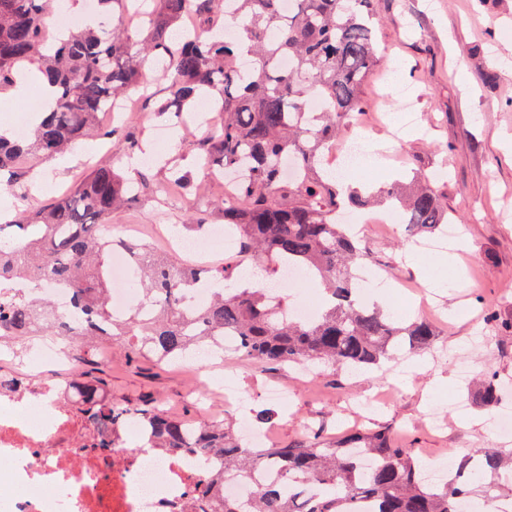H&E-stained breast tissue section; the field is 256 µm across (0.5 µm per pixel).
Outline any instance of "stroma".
<instances>
[{
    "label": "stroma",
    "instance_id": "35a3bbf8",
    "mask_svg": "<svg viewBox=\"0 0 512 512\" xmlns=\"http://www.w3.org/2000/svg\"><path fill=\"white\" fill-rule=\"evenodd\" d=\"M376 30L378 62L363 93L358 126L347 127L370 139L389 134L385 114L393 98H381L384 84L405 89L416 120L404 125L401 152L366 166L355 174V185L382 186L397 175L418 170L431 177L448 203L463 233V247L419 253L405 224L396 232L366 231L362 245L373 264L394 281L406 284L405 293H371L372 302L401 319L416 317L414 285L432 282L440 309L434 316L437 340L433 353L420 357L421 371L408 368L406 358L387 362L378 372L350 374L322 366L302 374L288 366H261L242 355L219 360L200 356L182 363L156 364L135 356L127 341L112 343V361L103 364L73 358L65 372L81 370L104 379L112 401L138 407L156 399L168 401L172 413L189 419L224 418L239 423L241 413L223 409L221 394L194 390L197 374L218 379L225 370L235 374L239 389L253 410H270L269 441L283 444L320 433L338 439L360 403L378 389L398 387L396 399L374 414L365 426L391 427L397 444L423 464L448 451L505 447L495 429L481 430L451 418L442 430L430 429L422 393L437 375L447 377V391L434 403L440 412L465 399L467 390L457 374L460 361L476 373L495 372L512 402V332H495L489 314L512 320V0H378ZM494 72V83L482 76ZM135 131L143 147L157 154L149 177L157 183L172 168L191 171L200 190L182 202L158 203L150 193L113 214V229L132 225L136 234L160 238L167 228L193 234L189 210L212 211L220 196L210 185L198 160L196 140L201 131L190 127L172 132L164 123L137 113ZM112 143L95 138L51 160L34 159L24 178L5 189L11 208H36L50 203L94 164L112 161ZM459 257L460 276L441 281L431 266L445 257Z\"/></svg>",
    "mask_w": 512,
    "mask_h": 512
}]
</instances>
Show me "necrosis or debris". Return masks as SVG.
Here are the masks:
<instances>
[{"mask_svg": "<svg viewBox=\"0 0 512 512\" xmlns=\"http://www.w3.org/2000/svg\"><path fill=\"white\" fill-rule=\"evenodd\" d=\"M167 245L194 259L235 250L238 240L211 225ZM5 356L19 387L0 392V512H209L201 472L187 457L151 448L139 422L123 423L112 451L94 447L86 419L64 397L65 376L45 381L32 372L62 361L61 337L10 340Z\"/></svg>", "mask_w": 512, "mask_h": 512, "instance_id": "4bbe7bcc", "label": "necrosis or debris"}]
</instances>
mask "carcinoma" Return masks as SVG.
<instances>
[{"mask_svg": "<svg viewBox=\"0 0 512 512\" xmlns=\"http://www.w3.org/2000/svg\"><path fill=\"white\" fill-rule=\"evenodd\" d=\"M49 0H0V90L15 86L27 65L37 67L52 88L47 111L24 136L0 135V176L6 184L32 158L49 160L94 135L97 117L126 95H140L152 84L164 94L145 99L159 118L185 122L202 95L215 92L222 119L198 140L208 167L245 173L242 205L221 207L224 224L238 233L239 250L218 268L193 266L179 256L146 244H125L137 270L142 301L155 311L145 320L134 309L113 317L109 266L113 239L104 229L112 211L131 203L149 176L113 165L93 168L49 205L18 211L0 221V285L14 280L25 288L0 296V343L32 330L62 336L69 347L92 349L104 339L128 336L131 352L160 361L188 359L217 336L230 335L238 351L265 365H331L362 372L405 350L433 347L436 334L424 320L409 324L378 307L359 303L354 266L364 260L361 240L333 214L364 207V194L328 176L323 152L336 141L362 105V86L377 61L372 23L378 0H294L281 12V0H155L149 10L138 0H97L94 27L67 31L49 43ZM143 16L141 28L123 24L129 12ZM192 13L199 31L173 39L172 26ZM252 58L241 73L229 62ZM290 66L283 69L282 58ZM128 153L136 149L129 123L108 131ZM301 170L296 181L283 168ZM409 189L395 180L379 191L402 211L419 233L452 223L448 206L426 178L413 177ZM265 258L278 266H300L319 279L330 306L310 319L289 318L283 303L265 288H242L234 272ZM67 284L73 307L83 315L72 322L57 311L52 288ZM209 289L210 298L187 309L183 295ZM74 407L96 431L115 433L129 409L112 403L99 379L82 371L68 377ZM500 389L491 374L480 380L472 402L495 407ZM152 433L153 447L172 455L192 448L221 459L207 477L213 512H355L369 501L371 512H463L462 504L480 496L488 503L512 501V452L471 448L460 457L470 470L440 487L422 480L426 467L397 447L391 428L360 430L331 444L318 434L271 448H253L224 422H202L191 438L190 423L170 417L160 401L134 410ZM372 465L364 470L359 453ZM278 470L279 479L250 496L222 493L224 484L247 483L255 468Z\"/></svg>", "mask_w": 512, "mask_h": 512, "instance_id": "cac0c4a2", "label": "carcinoma"}]
</instances>
